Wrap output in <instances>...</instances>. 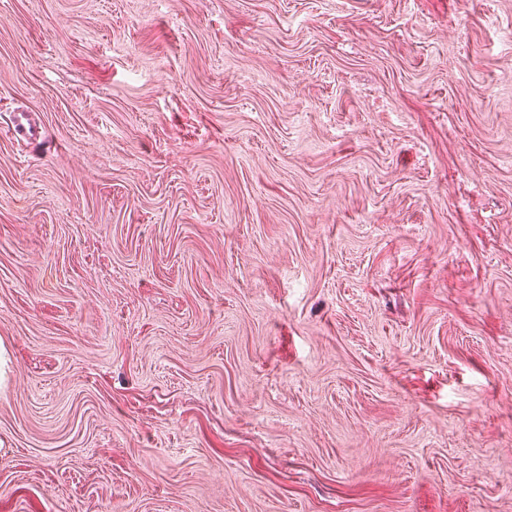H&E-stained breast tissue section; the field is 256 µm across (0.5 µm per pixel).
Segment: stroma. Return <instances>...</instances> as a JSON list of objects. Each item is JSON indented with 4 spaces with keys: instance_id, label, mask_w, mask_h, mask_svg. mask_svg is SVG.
Instances as JSON below:
<instances>
[{
    "instance_id": "stroma-1",
    "label": "stroma",
    "mask_w": 512,
    "mask_h": 512,
    "mask_svg": "<svg viewBox=\"0 0 512 512\" xmlns=\"http://www.w3.org/2000/svg\"><path fill=\"white\" fill-rule=\"evenodd\" d=\"M0 356V512H512V0H0Z\"/></svg>"
}]
</instances>
